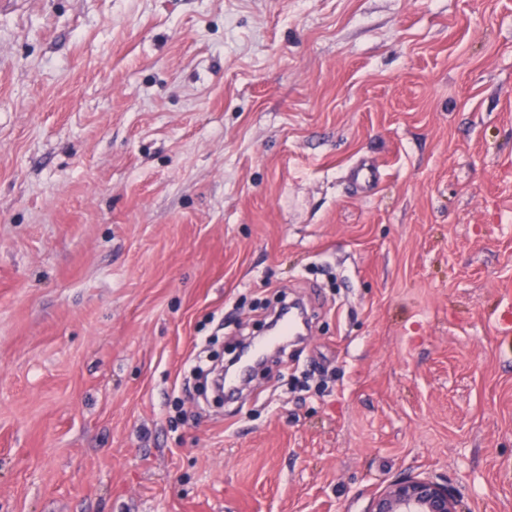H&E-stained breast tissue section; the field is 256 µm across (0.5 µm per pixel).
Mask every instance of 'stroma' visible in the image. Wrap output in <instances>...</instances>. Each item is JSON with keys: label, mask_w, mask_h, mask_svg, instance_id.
<instances>
[{"label": "stroma", "mask_w": 512, "mask_h": 512, "mask_svg": "<svg viewBox=\"0 0 512 512\" xmlns=\"http://www.w3.org/2000/svg\"><path fill=\"white\" fill-rule=\"evenodd\" d=\"M506 282L512 0H0V512H512ZM349 177L361 191L370 189L379 181L380 172L374 164L360 161L349 170ZM366 512H458V500L448 482L405 475L389 481L376 493Z\"/></svg>", "instance_id": "stroma-1"}]
</instances>
